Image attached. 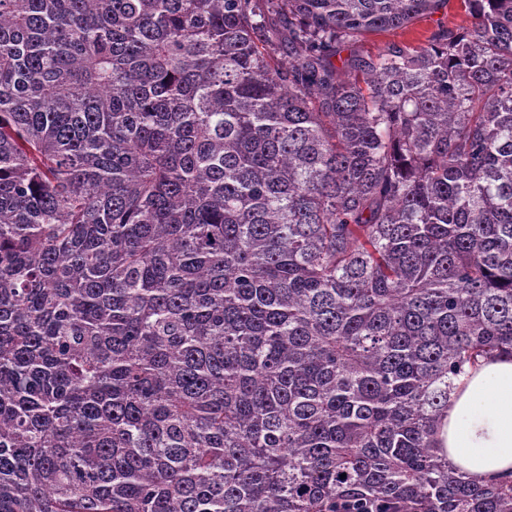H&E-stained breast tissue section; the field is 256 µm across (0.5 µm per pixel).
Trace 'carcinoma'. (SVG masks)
<instances>
[{"label":"carcinoma","mask_w":512,"mask_h":512,"mask_svg":"<svg viewBox=\"0 0 512 512\" xmlns=\"http://www.w3.org/2000/svg\"><path fill=\"white\" fill-rule=\"evenodd\" d=\"M0 0V512H512V0ZM346 478H340L341 474ZM470 23L471 19L461 9L459 0H449L436 11L425 14L400 28L365 35L355 44L345 47L340 56L345 59L351 54H374L390 42L417 47L423 45L438 28L467 27ZM448 462L485 481L512 480V357L482 360L458 382L438 434Z\"/></svg>","instance_id":"1"}]
</instances>
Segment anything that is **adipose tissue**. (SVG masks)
<instances>
[{"mask_svg": "<svg viewBox=\"0 0 512 512\" xmlns=\"http://www.w3.org/2000/svg\"><path fill=\"white\" fill-rule=\"evenodd\" d=\"M449 463L485 481L512 480V357L482 360L459 382L438 434Z\"/></svg>", "mask_w": 512, "mask_h": 512, "instance_id": "adipose-tissue-1", "label": "adipose tissue"}]
</instances>
